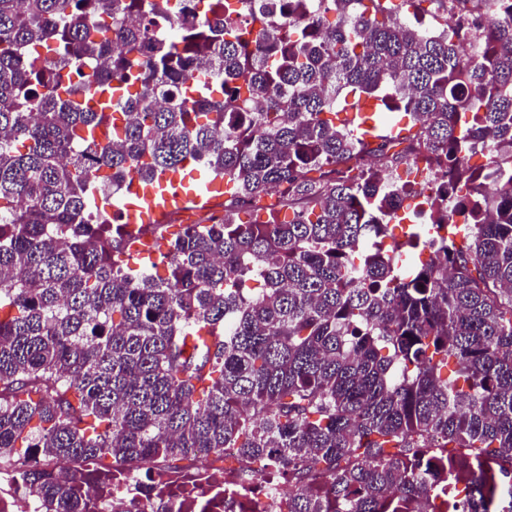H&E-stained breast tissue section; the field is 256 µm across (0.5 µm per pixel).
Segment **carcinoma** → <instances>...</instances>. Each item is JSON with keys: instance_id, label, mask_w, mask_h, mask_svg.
<instances>
[{"instance_id": "carcinoma-1", "label": "carcinoma", "mask_w": 512, "mask_h": 512, "mask_svg": "<svg viewBox=\"0 0 512 512\" xmlns=\"http://www.w3.org/2000/svg\"><path fill=\"white\" fill-rule=\"evenodd\" d=\"M240 2L0 0V475L20 512H212L172 478L209 457L224 512H512V0ZM195 167L283 219L110 221Z\"/></svg>"}]
</instances>
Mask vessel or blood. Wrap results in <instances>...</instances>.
Wrapping results in <instances>:
<instances>
[{
    "label": "vessel or blood",
    "instance_id": "vessel-or-blood-1",
    "mask_svg": "<svg viewBox=\"0 0 512 512\" xmlns=\"http://www.w3.org/2000/svg\"><path fill=\"white\" fill-rule=\"evenodd\" d=\"M199 170H191L189 177L172 175L161 178L159 183L139 188L137 204H116L115 209L122 213L127 223H150L163 220L173 207H185L190 203L200 202L203 195L191 188V181L200 179Z\"/></svg>",
    "mask_w": 512,
    "mask_h": 512
}]
</instances>
